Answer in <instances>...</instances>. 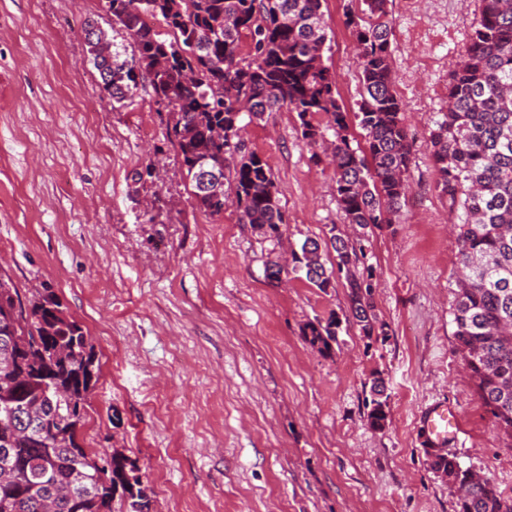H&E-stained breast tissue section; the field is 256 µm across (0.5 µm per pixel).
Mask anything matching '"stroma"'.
<instances>
[{"label": "stroma", "mask_w": 512, "mask_h": 512, "mask_svg": "<svg viewBox=\"0 0 512 512\" xmlns=\"http://www.w3.org/2000/svg\"><path fill=\"white\" fill-rule=\"evenodd\" d=\"M349 0H325L324 63L347 112L361 83ZM481 0H389L392 68L411 142L400 221L369 234L385 341L342 324L332 356L304 340L314 318L344 316L345 279L320 291L286 264L308 237L344 224L334 167L287 109L244 122L288 216L280 238L233 205L200 209L150 89L112 99L89 60L84 23L101 0H0V270L22 292L53 289L101 365L85 446L125 449L146 468L159 512H457L429 465L420 417L461 414L448 453L512 499V441L465 371L451 312L458 231L436 187L429 135L444 119ZM384 378L389 423L365 397Z\"/></svg>", "instance_id": "stroma-1"}]
</instances>
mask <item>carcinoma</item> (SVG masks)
I'll return each instance as SVG.
<instances>
[{"label":"carcinoma","mask_w":512,"mask_h":512,"mask_svg":"<svg viewBox=\"0 0 512 512\" xmlns=\"http://www.w3.org/2000/svg\"><path fill=\"white\" fill-rule=\"evenodd\" d=\"M109 26L133 39L121 58L107 30L93 33L88 53L114 99L134 96L148 81L165 104L166 139L174 147L192 195L211 215L236 207L243 224L270 238L287 223L266 161L240 138L243 113L260 118L285 107L297 113L301 136L315 147L333 131L336 201L343 219L361 229L394 224L405 203L411 145L403 104L392 76L388 0H361V14L346 9L355 37L362 93L355 117L366 150L347 136L348 113L324 65L327 33L323 0H101ZM162 25L160 31L157 25ZM250 40L242 56V39ZM323 115L326 124L313 123ZM437 188L457 219L460 263L451 315L453 336L492 424L512 439V0H483L462 64L448 78V112L430 132ZM220 180L203 189L201 165ZM232 178L234 196L224 192ZM366 237L307 238L292 251V271L325 291L336 275L347 282L349 314L367 337L388 335L374 313L373 269ZM336 253V264L324 256ZM13 328L22 346H0V512H154V491L138 459L114 448L90 454L81 431L99 379L95 347L50 288L29 296L0 272V336ZM340 321L331 315L303 328L321 355L333 353ZM373 429L389 420L382 380L365 399ZM107 461L99 469L92 462ZM452 476L458 512H512V500L448 454L430 461Z\"/></svg>","instance_id":"1"}]
</instances>
